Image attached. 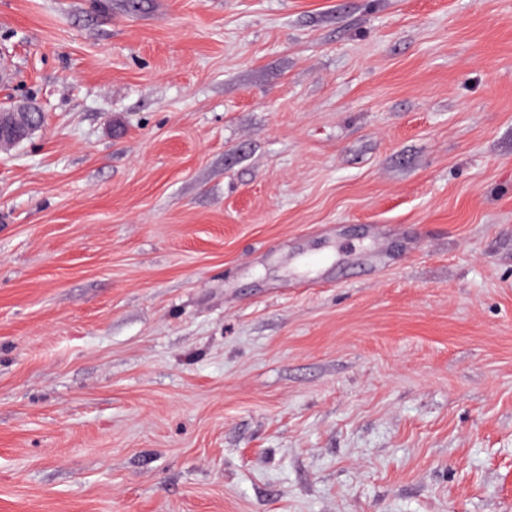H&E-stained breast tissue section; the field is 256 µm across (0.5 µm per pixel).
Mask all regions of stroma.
<instances>
[{"label": "stroma", "instance_id": "1", "mask_svg": "<svg viewBox=\"0 0 512 512\" xmlns=\"http://www.w3.org/2000/svg\"><path fill=\"white\" fill-rule=\"evenodd\" d=\"M0 512H512V0H0ZM5 113H7L6 116L4 115ZM41 122V110L31 103L17 104L13 110L1 112L0 145L5 142L12 143L25 137L29 132L38 128L41 125Z\"/></svg>", "mask_w": 512, "mask_h": 512}]
</instances>
